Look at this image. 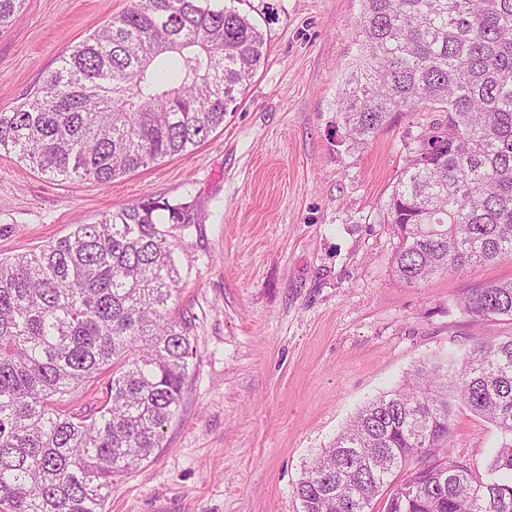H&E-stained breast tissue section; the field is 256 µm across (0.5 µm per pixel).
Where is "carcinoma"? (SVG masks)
Returning <instances> with one entry per match:
<instances>
[{
  "mask_svg": "<svg viewBox=\"0 0 512 512\" xmlns=\"http://www.w3.org/2000/svg\"><path fill=\"white\" fill-rule=\"evenodd\" d=\"M24 0H0V30ZM358 54L336 124L368 145L430 103L448 114L410 152L388 208L394 276L512 256V0H360ZM248 15L211 0H135L10 112L0 151L56 179L106 185L198 146L265 60ZM199 221L152 197L0 258V512H106L112 476L161 447L195 354L157 220ZM461 306L512 320V281ZM103 379L102 396L67 402ZM466 409L498 432L484 462L449 448ZM302 512H512V336L450 350L362 406L296 485ZM381 510H375L376 503Z\"/></svg>",
  "mask_w": 512,
  "mask_h": 512,
  "instance_id": "1",
  "label": "carcinoma"
}]
</instances>
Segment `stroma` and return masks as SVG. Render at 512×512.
<instances>
[{"label":"stroma","instance_id":"1","mask_svg":"<svg viewBox=\"0 0 512 512\" xmlns=\"http://www.w3.org/2000/svg\"><path fill=\"white\" fill-rule=\"evenodd\" d=\"M277 13L264 21L266 4ZM130 0H24L0 30V112ZM268 56L204 142L116 177L60 182L0 152V258L152 196L195 201L167 225L182 279L175 309L196 355L178 419L148 461L114 476L107 512H302L295 486L368 399L422 361L512 336L472 323L461 299L512 280V257L413 286L392 271L387 208L411 148L443 113L396 116L364 147L336 126L343 69L358 50L359 0H240ZM455 456L485 460L486 419L460 411Z\"/></svg>","mask_w":512,"mask_h":512}]
</instances>
